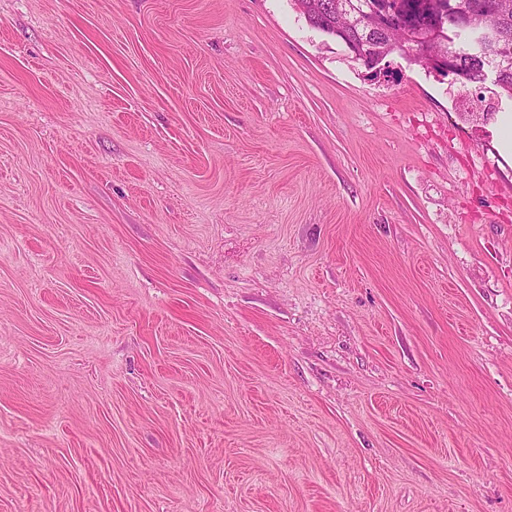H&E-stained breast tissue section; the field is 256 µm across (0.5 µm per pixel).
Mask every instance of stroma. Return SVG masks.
Masks as SVG:
<instances>
[{
  "label": "stroma",
  "mask_w": 512,
  "mask_h": 512,
  "mask_svg": "<svg viewBox=\"0 0 512 512\" xmlns=\"http://www.w3.org/2000/svg\"><path fill=\"white\" fill-rule=\"evenodd\" d=\"M292 0H0V512H512V99ZM426 46H427V44L420 45V44H418L416 42H413V43H411L408 46H404L402 48H397L395 52L382 54L379 57V61H378L377 67L374 70L370 71V72L373 73V75L376 76L375 78H380L381 76L388 77L387 73H389L388 69L390 67V62L386 61L385 64L382 67H381L380 64L387 57L395 55V54H398L399 56H402V57L407 58L409 60L420 61L421 62L420 64L423 67L428 66L429 70H431L434 73L438 74V72L436 71V67H439L440 64H441L440 58H435V57L427 55V53H426Z\"/></svg>",
  "instance_id": "stroma-1"
}]
</instances>
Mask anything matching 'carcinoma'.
Wrapping results in <instances>:
<instances>
[{
	"label": "carcinoma",
	"mask_w": 512,
	"mask_h": 512,
	"mask_svg": "<svg viewBox=\"0 0 512 512\" xmlns=\"http://www.w3.org/2000/svg\"><path fill=\"white\" fill-rule=\"evenodd\" d=\"M372 0H294L300 14L308 15L306 22L338 42L349 41L356 52V61L373 54L372 48L381 44L401 46L412 41V35L431 32V13L425 11L426 0H393L390 8L394 14L381 26L367 27L345 25V13L367 17ZM482 0H445L448 7V27L443 29L448 45V56L467 75L468 83L484 84L494 75L493 85L512 97V50H502V45L490 42L480 54L473 53L476 40L487 35L494 37L496 30L512 33V0H496L499 9L474 18V26L460 29L455 26L457 17L476 11Z\"/></svg>",
	"instance_id": "obj_1"
}]
</instances>
